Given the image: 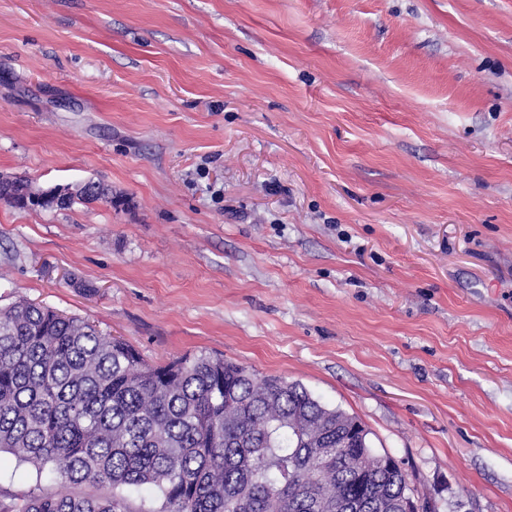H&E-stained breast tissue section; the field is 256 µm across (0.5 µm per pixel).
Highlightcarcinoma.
Wrapping results in <instances>:
<instances>
[{"instance_id": "carcinoma-1", "label": "carcinoma", "mask_w": 512, "mask_h": 512, "mask_svg": "<svg viewBox=\"0 0 512 512\" xmlns=\"http://www.w3.org/2000/svg\"><path fill=\"white\" fill-rule=\"evenodd\" d=\"M2 452L45 486L0 512H135L131 488L157 493L159 512H400L411 493L361 422L301 384L205 352L151 365L24 298L0 308Z\"/></svg>"}]
</instances>
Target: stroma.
<instances>
[{
  "instance_id": "35a3bbf8",
  "label": "stroma",
  "mask_w": 512,
  "mask_h": 512,
  "mask_svg": "<svg viewBox=\"0 0 512 512\" xmlns=\"http://www.w3.org/2000/svg\"><path fill=\"white\" fill-rule=\"evenodd\" d=\"M0 307L356 417L433 512H512V0H0ZM83 185L87 188V191L89 195L98 198L100 201H105L107 198L104 195L103 189L101 187V183L99 181H93L88 180L85 182H82ZM70 184L67 185H58L54 187H50L44 192L46 193V199H49L50 202L44 201V202H29L27 205H22L17 208L19 209H43V210H51V209H59V210H65L69 209L73 206V204L78 202H91L93 199L89 195L85 194L82 190H76L75 193H73L68 201V195L70 192ZM57 206L53 207L51 204ZM66 203V204H64ZM64 204V205H63ZM62 205V206H59Z\"/></svg>"
}]
</instances>
